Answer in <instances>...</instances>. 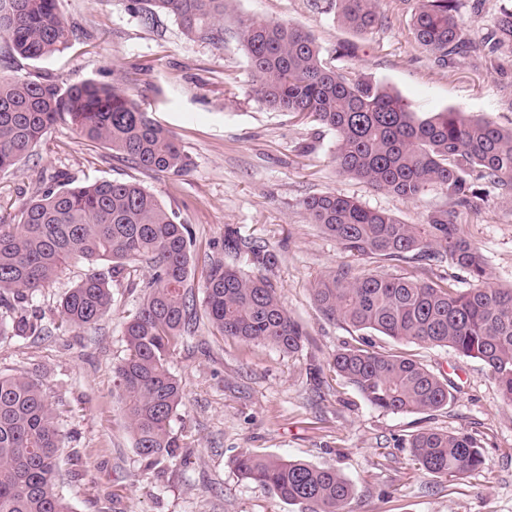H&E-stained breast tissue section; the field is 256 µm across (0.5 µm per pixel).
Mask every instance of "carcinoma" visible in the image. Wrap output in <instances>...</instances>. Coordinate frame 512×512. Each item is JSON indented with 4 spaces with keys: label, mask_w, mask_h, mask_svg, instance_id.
<instances>
[{
    "label": "carcinoma",
    "mask_w": 512,
    "mask_h": 512,
    "mask_svg": "<svg viewBox=\"0 0 512 512\" xmlns=\"http://www.w3.org/2000/svg\"><path fill=\"white\" fill-rule=\"evenodd\" d=\"M131 2L146 24L162 13L174 17L193 41L224 43L229 0ZM336 17L361 37L381 25L376 0H336ZM74 35L56 0H0V36L23 59L59 53ZM412 35L443 68L473 45L457 0H415ZM495 35L499 46L512 43V8L500 12ZM238 36L255 78L254 95L335 131L333 161L342 175L408 200L436 187L454 204L432 211L424 224H403L342 195L305 199L311 223L352 255L383 262L447 261L474 281L461 291L387 273L356 276L339 266L311 288L314 305L356 332L448 347L479 360L512 406V287L487 282L485 258L457 222V208L477 205L481 182L512 197V129L458 110L418 119L392 90L327 66L314 39L295 24L241 20ZM60 120L140 168L179 177L193 166L191 155L130 98L118 76L100 84L0 74V174L29 156ZM191 238L175 212L133 181L46 184L23 206L17 223L0 224V336L51 335L42 314L18 313L16 306L73 261L107 265L62 298L59 315L73 328L91 327L107 313L111 282L124 277L127 266L149 269L144 301L124 326L128 355L116 367V379L134 448L150 466L176 458L179 448L170 423L182 405L184 385L167 362L196 324ZM242 252L253 266L249 273L224 261ZM275 262L267 246L225 226L221 250L208 256L203 307L219 334L292 353L308 332L264 275ZM330 365L371 406L385 411H436L454 399L447 378L403 352L348 345L336 350ZM62 447L59 418L40 380L0 375V512H71L56 488ZM409 447L419 469L437 478H460L484 464L481 449L464 433L420 431ZM235 467L241 478L271 488L300 512H352L355 488L334 468L251 454L238 457Z\"/></svg>",
    "instance_id": "obj_1"
}]
</instances>
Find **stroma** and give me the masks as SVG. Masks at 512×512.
<instances>
[{
	"instance_id": "35a3bbf8",
	"label": "stroma",
	"mask_w": 512,
	"mask_h": 512,
	"mask_svg": "<svg viewBox=\"0 0 512 512\" xmlns=\"http://www.w3.org/2000/svg\"><path fill=\"white\" fill-rule=\"evenodd\" d=\"M128 4L57 0L77 31L70 47L32 61L14 55L0 38V74L101 83L121 75L127 93L191 154L192 169L180 177L141 169L83 140L63 120L31 156L0 175V222L16 221L43 176L59 173L76 184L137 182L189 225L195 258L222 240L228 224L274 250L269 277L309 339L285 354L220 335L198 313L193 333L168 359L185 386L171 422L179 455L149 469L134 448L113 373L128 354L124 324L140 308L149 274L131 269L113 283L111 306L95 326L62 331L61 298L93 270L86 261L68 265L19 306L43 314L52 335L0 336V373L40 376L60 415L57 489L73 512H298L271 489L239 477L234 462L245 452L336 469L355 487V512H512V406L502 401L489 370L445 347L371 333L367 339L377 350L411 354L455 387L454 401L439 411L373 408L328 366L336 349L354 343L358 333L326 319L310 296L314 282L342 264L358 274L445 278L462 290L472 280L445 262L351 256L311 223L307 197L339 194L405 224L425 223L451 200L433 188L410 201L341 175L332 161L334 131L251 95L249 62L237 36L242 18L297 24L313 36L325 63L388 86L417 117L453 108L508 129L512 49L491 48L484 38L512 0H459L473 49L447 69L415 43L403 0H378L382 24L361 40L337 22L334 0H233L219 47L189 40L168 15L145 24ZM346 43L356 44L354 56H340ZM458 222L483 253L490 283L512 285V199L486 188L477 209L460 210ZM313 365L322 369L319 378L309 374ZM423 429L472 434L484 467L453 480L419 471L407 440Z\"/></svg>"
}]
</instances>
